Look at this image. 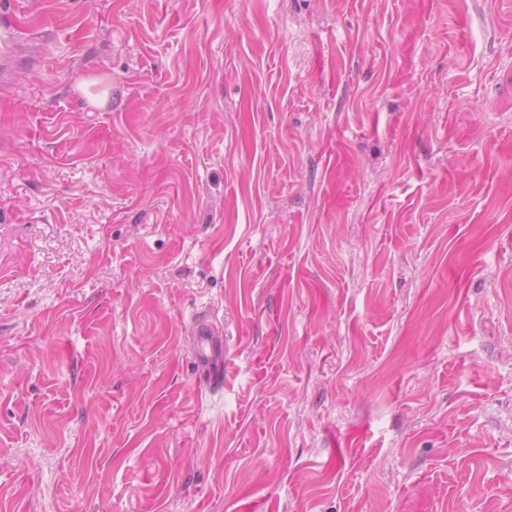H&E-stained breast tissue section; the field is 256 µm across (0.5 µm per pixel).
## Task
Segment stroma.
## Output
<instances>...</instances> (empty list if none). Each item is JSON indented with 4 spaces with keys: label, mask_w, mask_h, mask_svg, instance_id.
Instances as JSON below:
<instances>
[{
    "label": "stroma",
    "mask_w": 512,
    "mask_h": 512,
    "mask_svg": "<svg viewBox=\"0 0 512 512\" xmlns=\"http://www.w3.org/2000/svg\"><path fill=\"white\" fill-rule=\"evenodd\" d=\"M0 7V512H512V0ZM189 333L196 362L207 368L211 381H221L224 377V344L216 326L206 318L196 316Z\"/></svg>",
    "instance_id": "1"
}]
</instances>
